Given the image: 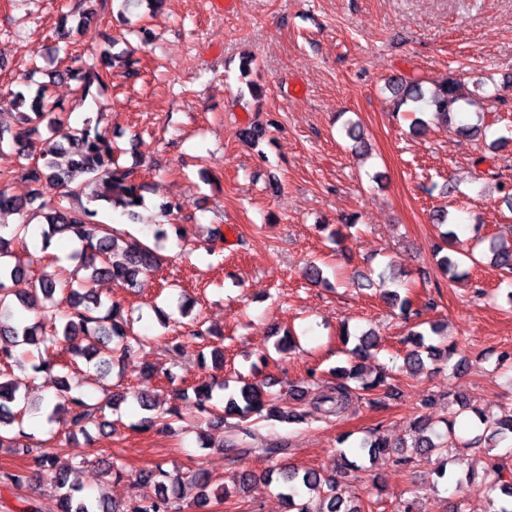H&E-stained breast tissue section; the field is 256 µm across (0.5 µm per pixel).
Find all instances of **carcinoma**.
I'll return each instance as SVG.
<instances>
[{
  "label": "carcinoma",
  "mask_w": 512,
  "mask_h": 512,
  "mask_svg": "<svg viewBox=\"0 0 512 512\" xmlns=\"http://www.w3.org/2000/svg\"><path fill=\"white\" fill-rule=\"evenodd\" d=\"M90 0H78L76 6L61 19L64 31L81 32L98 20L97 14L83 5ZM137 38V45L127 44L120 51H114L117 42L105 37L99 49L100 63L90 62L80 56L71 59V64L63 70L49 72L50 80L69 79L78 83L77 91L85 97L92 91H101L108 85L112 64L130 66L131 57L137 50L151 42V34L145 28L131 30ZM423 80L418 77H394L389 89L395 97L397 106L408 102L425 104L429 120L419 119L418 130L423 131L433 122H446L451 116L466 106H475L482 99L481 91L485 81L481 78L474 82V89L466 91L462 84L450 78L426 92ZM47 85L41 83L24 94L13 93L17 105L24 109L20 126L11 135V144L17 148V154L24 147L36 141L42 142L39 157L34 163L24 167V175L32 189L27 198H18L0 187V212H11L22 218V222L11 231V238L0 235V447L14 448L30 459L34 472H51L54 482L60 489L52 512H210L211 477L208 471L197 469L191 475V482L199 487V494L192 504L184 503L167 471L157 466L140 471L135 478L137 485L146 491L135 496L129 505L121 508L105 492L94 500L80 495L76 483L69 480L72 470L58 469L53 452H36L30 444L20 439L29 437L23 430L11 434L14 424L20 423L18 416L27 410V397L17 394L18 387L9 379L13 366L22 363L19 348L34 346L60 351L68 356V362L56 363L51 359L42 360L34 366L37 372L51 371L59 365L67 369L77 363V359H93L102 354L100 363L109 366L107 356L118 352L122 355L131 350L150 344L147 336H138L123 318L121 307L113 303L105 305L101 298L89 288L80 292L74 283L80 279L96 281L112 279L134 287L139 276L158 270L163 258L155 250L139 244L124 241L121 232L110 224H96L93 217L97 209L94 203H106L109 208L121 216L132 217L136 200L143 199V184L139 182L136 170L119 164L117 148L112 140L93 128L89 123L74 127L65 114L54 111L47 99ZM495 124L487 120V114L478 113L477 123L465 128L471 137L486 136V130ZM266 129L258 122H252L241 130L239 137L254 145L265 135ZM68 155V164L61 167L57 161L60 154ZM38 208H33L34 202ZM41 218L39 225L42 249L51 245L54 237L59 239H77L86 244L84 250L77 253L73 272L65 275L60 271L36 273L31 260L15 252L11 242L27 235L29 224L34 218ZM440 239L448 247V254L438 260V265L448 280L459 278V263L455 255L454 244L458 239L456 231L448 227L440 232ZM490 262L494 267L512 274V242L501 244L497 238H490ZM24 281L27 288L17 292L12 285ZM23 311L39 312L59 321L52 333L43 330L41 323H11L14 315ZM430 332L438 334L435 326ZM428 332V333H430ZM428 333L419 330L408 332V343L412 349L405 357V364L412 372H418L425 366V359L435 360L444 357L448 360L458 354L456 345L451 343L441 349L426 343ZM378 344V336L365 332L359 337V343L349 353L354 359L367 357ZM339 382L326 392L314 397V410L310 413L284 409L269 403L265 398L263 386L245 382L237 391L227 394L224 399V415H214L217 406L212 404L213 389H228L229 385L215 381L204 382L194 388L198 407L202 414L216 424H222L225 418L236 415L247 421L252 417L266 418L286 423H302L307 416L327 419L342 413L352 398L351 381L360 382L359 388L373 389L385 381V372L381 371L367 382L362 377V367L355 364L349 368H336ZM462 409L470 410L487 428L486 442L489 448L512 441V410L499 416H490L476 406L461 404ZM99 407L88 403L80 394L72 393L67 377L59 379L57 403L54 411L63 412L66 424L73 431H86L88 425L96 422ZM178 415L172 408L163 415L143 418L138 427L149 430L171 427L172 417ZM455 422H448L446 440L433 430L425 421L418 423L410 434L411 443L393 446L388 438L373 431L364 437L358 445L347 449L357 457H366L373 461L386 454H398L408 446L430 454L436 450L452 451L467 447L454 432ZM278 474L281 496L288 502L291 512H360L354 501L345 496L342 484L335 477L324 476L314 469L300 470L295 467H272L265 472L263 479ZM488 503V512H512V479L503 475L491 482L481 484ZM231 492L225 486L219 487L214 498L226 500Z\"/></svg>",
  "instance_id": "1"
}]
</instances>
